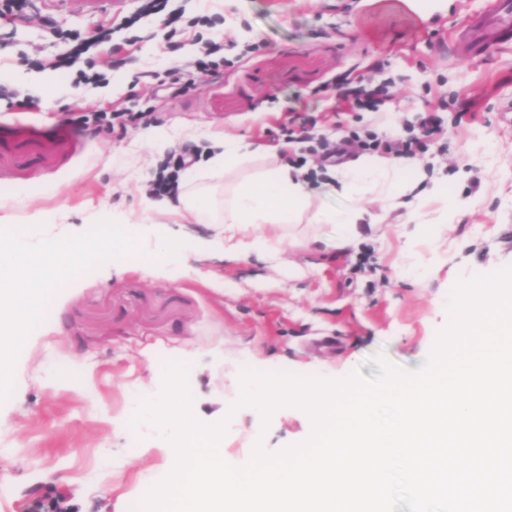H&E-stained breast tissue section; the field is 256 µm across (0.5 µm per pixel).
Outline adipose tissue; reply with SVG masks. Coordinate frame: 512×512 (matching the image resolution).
<instances>
[{
  "mask_svg": "<svg viewBox=\"0 0 512 512\" xmlns=\"http://www.w3.org/2000/svg\"><path fill=\"white\" fill-rule=\"evenodd\" d=\"M414 170L412 161L374 156L336 166L334 176L344 194L375 192L394 210L416 188ZM181 180L176 213L192 223L222 225L224 249L231 253L281 243L285 230L301 224L309 206L301 181L287 166L255 173L221 198L212 186L197 182L194 169L185 170Z\"/></svg>",
  "mask_w": 512,
  "mask_h": 512,
  "instance_id": "obj_1",
  "label": "adipose tissue"
}]
</instances>
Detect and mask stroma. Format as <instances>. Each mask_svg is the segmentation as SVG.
Wrapping results in <instances>:
<instances>
[{
  "mask_svg": "<svg viewBox=\"0 0 512 512\" xmlns=\"http://www.w3.org/2000/svg\"><path fill=\"white\" fill-rule=\"evenodd\" d=\"M495 3L424 0L421 18L399 0H168L160 15L150 0L112 13L29 0L23 15L0 16V228L28 227L34 242L120 212L144 231L142 254L58 289L24 343L0 403V512H128L143 499L175 459L154 422L129 428L128 400L160 396L166 361L188 365L200 420L231 410L224 456L238 465L255 442L277 452L312 432L299 408L266 421L237 407L244 369L341 380L376 374L378 354L424 362L458 279L512 264V48L490 22L465 35ZM208 42L221 47L219 76L167 86ZM89 58L103 81L81 80ZM384 80L390 96L345 107L352 89ZM125 108L138 117L122 127L94 116ZM426 112L443 135L414 150L425 195L413 207L436 216L445 195L455 200L430 235L384 216L374 195L333 192L320 144L346 143L350 161L385 156ZM287 123L308 136L287 138ZM223 134L250 150L226 184L292 167L313 208L360 203L376 224L344 248L318 224L280 251L225 256L217 225L179 223L149 193L171 156L206 167ZM157 229L181 245L163 265L150 260Z\"/></svg>",
  "mask_w": 512,
  "mask_h": 512,
  "instance_id": "35a3bbf8",
  "label": "stroma"
}]
</instances>
